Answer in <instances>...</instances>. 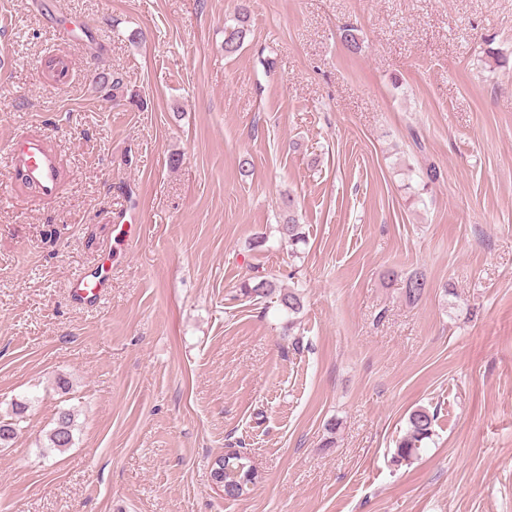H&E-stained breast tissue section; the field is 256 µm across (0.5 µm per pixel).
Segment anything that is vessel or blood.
<instances>
[{
	"label": "vessel or blood",
	"mask_w": 512,
	"mask_h": 512,
	"mask_svg": "<svg viewBox=\"0 0 512 512\" xmlns=\"http://www.w3.org/2000/svg\"><path fill=\"white\" fill-rule=\"evenodd\" d=\"M5 163L12 176L38 190L43 198L56 196L62 180L60 156L43 136H14L5 153ZM107 283L95 274H83L69 282V293L79 304L92 305L106 295Z\"/></svg>",
	"instance_id": "obj_1"
}]
</instances>
